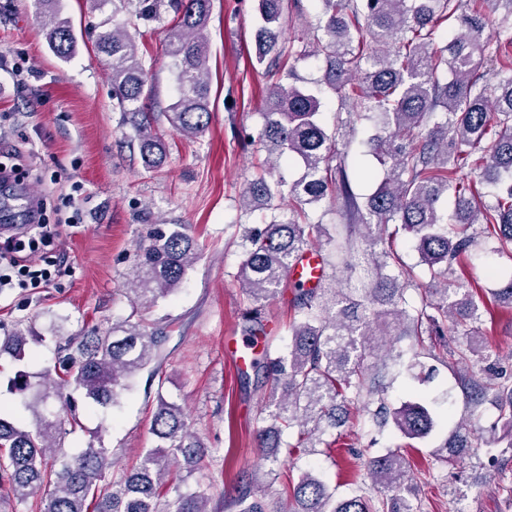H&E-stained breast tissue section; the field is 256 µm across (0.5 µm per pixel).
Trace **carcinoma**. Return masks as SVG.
I'll use <instances>...</instances> for the list:
<instances>
[{
    "label": "carcinoma",
    "mask_w": 512,
    "mask_h": 512,
    "mask_svg": "<svg viewBox=\"0 0 512 512\" xmlns=\"http://www.w3.org/2000/svg\"><path fill=\"white\" fill-rule=\"evenodd\" d=\"M59 0H35L48 48L66 61L77 53L78 39L68 20L59 18ZM321 12L302 27V46L285 35L304 13L300 0H256L253 31L255 67L277 81L270 84L262 112L260 145L271 166L293 163L297 179L268 181L260 176L241 194V204L269 218L249 228L242 238L243 260L238 280L252 307L243 316L244 335L266 334L267 303L288 284V270L304 251L315 248L322 223L308 208L336 195L348 225L336 244V260L323 257L331 268L317 288L294 285L293 317L288 330V354L266 351L254 360L272 393L268 417L260 431L261 450L269 456L281 434L298 428L287 453H305L322 443L329 428L345 422L363 397L383 392L378 379L386 360L401 357L386 337L445 336L448 324L467 325L479 319L471 290L427 288L419 304L410 303L411 282L397 255L375 247L403 230L414 235L420 262L432 283L448 282L453 260L474 243L470 228L483 225L486 252L512 257V55L502 54L496 29L512 28V0H494L504 13L494 20L483 14L480 0H320ZM212 0H112V13L125 11L133 25L160 22L172 15L165 53L175 70L177 94L161 115L169 130L184 138L202 135L208 126L210 73L207 26ZM452 22L458 32L439 46V26ZM94 45L108 58L115 108L135 132V142L148 171L162 168L168 143L146 103L153 95L149 69L139 58L128 26L104 21L94 29ZM321 57L319 84L337 95L346 117L334 132L322 122L321 89L299 85L298 61ZM379 116L382 131L368 139L383 177L361 203L346 171V154L338 148L344 129ZM480 170L482 193L461 173ZM492 201L485 202L483 197ZM288 200V208L274 204ZM359 235L371 251L354 254ZM199 260L183 224L147 219L132 258L130 312L85 336H54V362L42 367L30 353V339L19 329L0 339V355L17 364L9 379L11 391L28 393L23 408L32 412L30 428L17 413H0V488L25 501L45 485L49 497L40 512H210L207 489L189 495L173 485L180 462L197 463L206 445L193 432L182 408L158 396L151 430L159 445L148 449L137 467L106 480L112 468L107 449L93 442L76 454L61 451L65 417L39 407L52 399L70 421H76L78 392L92 405L110 409L128 380L161 358L164 328L150 324L143 311L158 298L177 292L189 269ZM359 272L366 283L363 298L372 317L359 313L362 303L344 289L333 287L339 268ZM471 341L468 353L448 350L442 356L462 363L478 353ZM459 385L468 400L481 404L494 395L496 429L479 440L458 423L440 446V462L488 449H512V386L495 384L473 369L460 373ZM395 429L409 439H424L442 423L424 404L406 403L390 412ZM373 484L391 495L372 503L364 495L334 500L311 470L289 488L297 508L290 512H418L406 499L412 487L409 462L401 448L364 462ZM174 496L161 501V489Z\"/></svg>",
    "instance_id": "obj_1"
}]
</instances>
